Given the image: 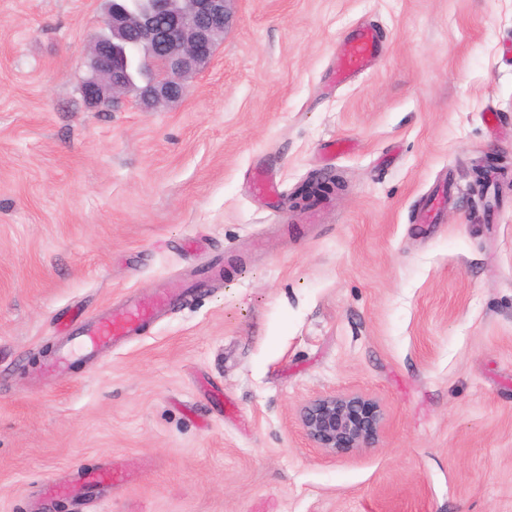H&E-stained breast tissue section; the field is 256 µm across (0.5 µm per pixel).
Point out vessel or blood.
<instances>
[{"label":"vessel or blood","instance_id":"1","mask_svg":"<svg viewBox=\"0 0 512 512\" xmlns=\"http://www.w3.org/2000/svg\"><path fill=\"white\" fill-rule=\"evenodd\" d=\"M378 54L379 37L376 30L369 26L359 27L342 45L337 80L344 82L366 71ZM174 303L173 296L159 291L150 297H130L123 306L105 309L90 320L71 322L69 332L72 340L59 352L55 367L65 366L79 358H95L100 351L140 335L148 323ZM122 483L121 473L107 464L88 474L79 486L62 488L61 493L74 499L94 493L107 496Z\"/></svg>","mask_w":512,"mask_h":512}]
</instances>
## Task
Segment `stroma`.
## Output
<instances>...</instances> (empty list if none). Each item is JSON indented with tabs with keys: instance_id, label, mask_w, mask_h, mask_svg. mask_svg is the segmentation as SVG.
Here are the masks:
<instances>
[{
	"instance_id": "35a3bbf8",
	"label": "stroma",
	"mask_w": 512,
	"mask_h": 512,
	"mask_svg": "<svg viewBox=\"0 0 512 512\" xmlns=\"http://www.w3.org/2000/svg\"><path fill=\"white\" fill-rule=\"evenodd\" d=\"M103 7L0 0V512H512V0H236L154 112L82 97ZM260 167L343 186L273 211ZM157 288L189 296L49 372L62 313ZM348 393L382 429L338 456L299 410ZM109 458L108 499L43 497ZM379 54V37L370 26L359 27L356 33L348 37L341 49L340 64L336 78L345 82L355 75L369 69Z\"/></svg>"
}]
</instances>
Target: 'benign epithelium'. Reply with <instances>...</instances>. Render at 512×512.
<instances>
[{
  "label": "benign epithelium",
  "mask_w": 512,
  "mask_h": 512,
  "mask_svg": "<svg viewBox=\"0 0 512 512\" xmlns=\"http://www.w3.org/2000/svg\"><path fill=\"white\" fill-rule=\"evenodd\" d=\"M131 0H106L103 26L110 32L96 50V71L81 87L85 102L104 110L133 95L147 112L181 102L190 81L212 60L216 43L232 21L235 0H145L132 10ZM135 38L150 49L148 80L125 83V44ZM299 418L318 448L346 454L378 442L382 417L374 402L355 394L326 395L306 402Z\"/></svg>",
  "instance_id": "1"
}]
</instances>
